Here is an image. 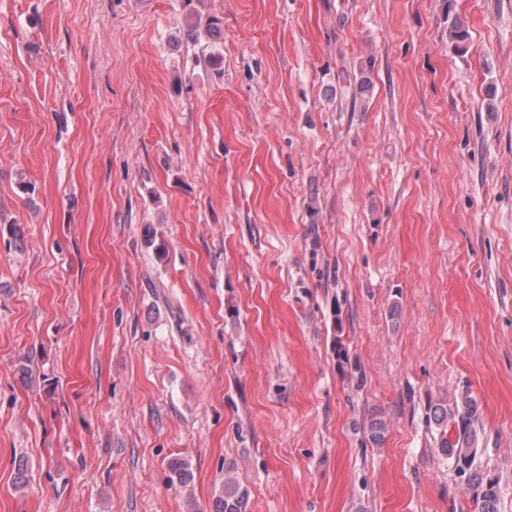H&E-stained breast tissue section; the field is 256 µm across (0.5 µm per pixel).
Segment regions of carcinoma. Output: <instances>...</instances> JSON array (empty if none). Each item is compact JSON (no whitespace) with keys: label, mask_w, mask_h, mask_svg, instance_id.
I'll list each match as a JSON object with an SVG mask.
<instances>
[{"label":"carcinoma","mask_w":512,"mask_h":512,"mask_svg":"<svg viewBox=\"0 0 512 512\" xmlns=\"http://www.w3.org/2000/svg\"><path fill=\"white\" fill-rule=\"evenodd\" d=\"M450 0H443L445 21L448 22V41L452 47L463 53L467 49L470 38L468 27L461 18L452 13L448 6ZM186 26L183 30V40L198 45L202 35L209 36V42L202 48L203 60L211 65L219 62L221 55L219 43V22L216 19L202 20L194 6V0H183ZM479 404L472 393L465 389L455 401L454 406L445 407L441 404L430 407L429 420L441 429L438 447L455 465L462 476L468 477V483L476 492V499L481 503V512H498L497 484L484 481L478 474L471 472L478 444V432L475 422L479 419ZM387 426L381 419L375 418L369 424V440L379 447L385 440ZM169 481L179 485H187L192 478V472L181 461L169 465ZM215 512H248V491L229 474L224 475L223 496L217 501Z\"/></svg>","instance_id":"carcinoma-1"}]
</instances>
